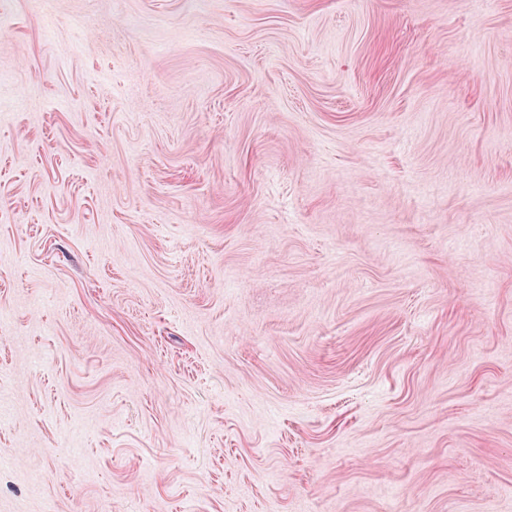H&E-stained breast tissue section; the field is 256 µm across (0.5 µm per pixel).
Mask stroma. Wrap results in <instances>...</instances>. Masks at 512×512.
<instances>
[{"label": "stroma", "instance_id": "obj_1", "mask_svg": "<svg viewBox=\"0 0 512 512\" xmlns=\"http://www.w3.org/2000/svg\"><path fill=\"white\" fill-rule=\"evenodd\" d=\"M0 512H512V0H0Z\"/></svg>", "mask_w": 512, "mask_h": 512}]
</instances>
